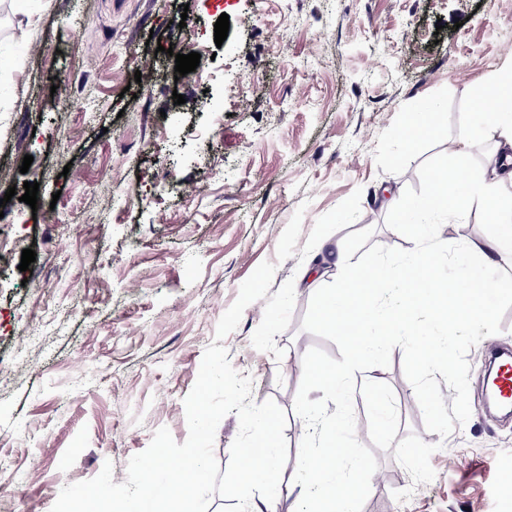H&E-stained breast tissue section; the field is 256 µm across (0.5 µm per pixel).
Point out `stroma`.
<instances>
[{
    "mask_svg": "<svg viewBox=\"0 0 512 512\" xmlns=\"http://www.w3.org/2000/svg\"><path fill=\"white\" fill-rule=\"evenodd\" d=\"M190 50L196 71L176 76ZM511 56L512 0H0V59L15 63L0 79V197L39 184L36 206L0 210V512H51L108 461L124 482L160 427L186 440L184 399L218 322L277 261L303 203L294 256L223 340L252 400L287 415L266 506L287 512L303 357L340 355L302 327L315 288L338 276L337 248L355 261L375 244L412 249L388 212L425 159L459 143L461 98ZM424 104L430 129L415 137ZM486 213L445 223L441 240L483 244ZM467 360L471 417L444 439L401 348L362 373L392 412L354 405L378 461L363 512H512V417L484 405L478 348ZM411 433L437 447L418 486L394 457Z\"/></svg>",
    "mask_w": 512,
    "mask_h": 512,
    "instance_id": "obj_1",
    "label": "stroma"
}]
</instances>
